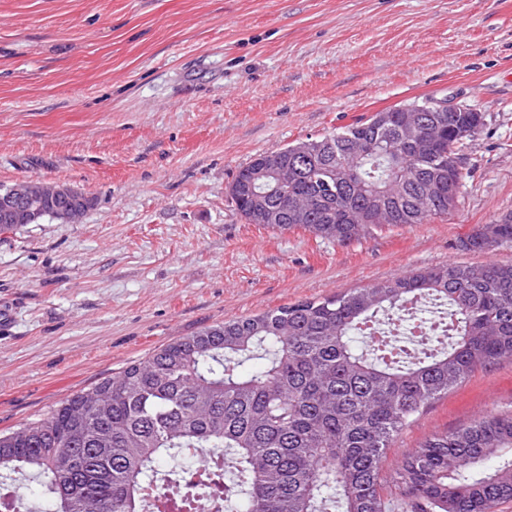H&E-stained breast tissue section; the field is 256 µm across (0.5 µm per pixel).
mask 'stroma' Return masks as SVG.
<instances>
[{
  "mask_svg": "<svg viewBox=\"0 0 512 512\" xmlns=\"http://www.w3.org/2000/svg\"><path fill=\"white\" fill-rule=\"evenodd\" d=\"M444 98L483 112L448 215L338 243L274 231L228 187L256 156ZM71 184L81 223L0 231V432L162 345L448 262L512 212V0H0V186ZM512 405V363L426 407L425 438Z\"/></svg>",
  "mask_w": 512,
  "mask_h": 512,
  "instance_id": "1",
  "label": "stroma"
}]
</instances>
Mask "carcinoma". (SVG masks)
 <instances>
[{"label": "carcinoma", "mask_w": 512, "mask_h": 512, "mask_svg": "<svg viewBox=\"0 0 512 512\" xmlns=\"http://www.w3.org/2000/svg\"><path fill=\"white\" fill-rule=\"evenodd\" d=\"M480 112H439L424 156L360 120L272 198L277 231L348 242L378 203L389 225L423 224L458 201L448 142ZM311 212L296 222L292 200ZM512 246V215L480 226L471 251ZM431 305L419 321L413 306ZM512 361V263H448L369 288L231 318L176 340L15 431L0 432V474L34 470L46 512H496L512 501V409L425 439L390 473L388 448L429 404L478 370ZM205 453L196 498L161 476L183 450ZM237 481L224 483L227 469Z\"/></svg>", "instance_id": "obj_1"}]
</instances>
